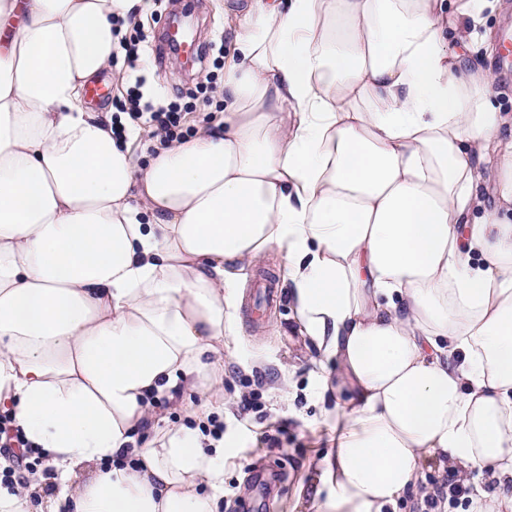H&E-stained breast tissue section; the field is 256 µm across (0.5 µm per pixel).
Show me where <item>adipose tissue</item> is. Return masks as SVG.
<instances>
[{
    "label": "adipose tissue",
    "instance_id": "obj_1",
    "mask_svg": "<svg viewBox=\"0 0 512 512\" xmlns=\"http://www.w3.org/2000/svg\"><path fill=\"white\" fill-rule=\"evenodd\" d=\"M141 2L0 0V403L53 467L0 512L47 481V512H215L225 269L274 249L344 398L318 512H382L430 455L512 481V135L463 52L496 0H252L222 129L140 166L78 99ZM178 393L207 400L161 423Z\"/></svg>",
    "mask_w": 512,
    "mask_h": 512
}]
</instances>
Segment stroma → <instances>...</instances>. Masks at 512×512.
<instances>
[{"mask_svg": "<svg viewBox=\"0 0 512 512\" xmlns=\"http://www.w3.org/2000/svg\"><path fill=\"white\" fill-rule=\"evenodd\" d=\"M250 0H199L191 14L192 35L208 59L221 69H184L169 57L164 35L172 14L186 12L184 0H143L129 19L126 39L147 38L149 49L135 65L102 72L95 81L101 96L85 97L82 107L111 112L126 94L125 75L143 79L144 97L163 96L185 114L190 132L214 129L222 120L224 70L238 63L240 23ZM486 26L491 47L473 41L471 57L480 59L505 119H512V72L500 70L502 39L512 32V0H498ZM285 260L274 254L238 272L240 331L231 356L224 359V490L217 512H317L323 497L321 462L336 452V396L323 393L325 371L312 364L310 341L297 332L290 289L281 275ZM292 378L282 394V374ZM258 395L260 406L241 412L245 397Z\"/></svg>", "mask_w": 512, "mask_h": 512, "instance_id": "obj_1", "label": "stroma"}]
</instances>
